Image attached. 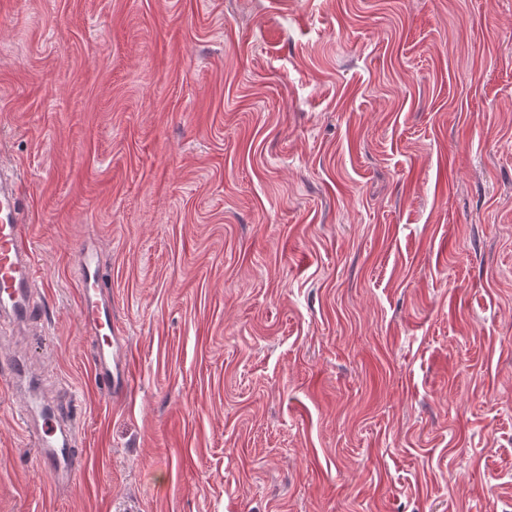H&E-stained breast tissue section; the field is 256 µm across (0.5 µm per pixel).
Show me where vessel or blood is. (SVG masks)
Returning <instances> with one entry per match:
<instances>
[{"instance_id":"obj_1","label":"vessel or blood","mask_w":512,"mask_h":512,"mask_svg":"<svg viewBox=\"0 0 512 512\" xmlns=\"http://www.w3.org/2000/svg\"><path fill=\"white\" fill-rule=\"evenodd\" d=\"M19 182L18 170L0 162V316L8 320L7 325L0 326L1 335L9 330L24 334L34 323L42 301ZM75 276L79 320L84 331L95 339L91 352L95 381L108 393L123 394L130 385V375L125 364L112 358V294L101 277L95 243H84L78 249ZM34 406V401H27L20 420L32 434L37 454L55 481H69L77 457L73 446L75 426L55 414L36 413Z\"/></svg>"}]
</instances>
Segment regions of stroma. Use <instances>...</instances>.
I'll use <instances>...</instances> for the list:
<instances>
[{"mask_svg":"<svg viewBox=\"0 0 512 512\" xmlns=\"http://www.w3.org/2000/svg\"><path fill=\"white\" fill-rule=\"evenodd\" d=\"M0 158L45 289L0 512H512V0H0ZM23 355L77 398L59 489ZM75 276L79 287V320L93 336L92 370L96 383L109 394H123L130 385L126 363L112 358V293L101 273L98 247L84 243L77 251ZM35 401L30 398L20 415V420L32 434L40 459L48 466L57 483L67 482L74 475L77 448L73 447L75 422L59 420L54 412L38 414Z\"/></svg>","mask_w":512,"mask_h":512,"instance_id":"1","label":"stroma"}]
</instances>
